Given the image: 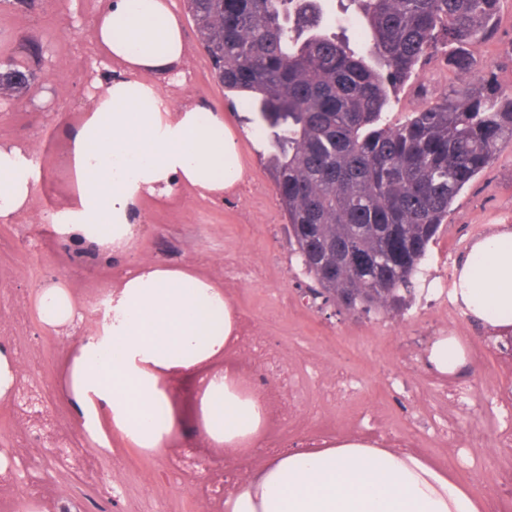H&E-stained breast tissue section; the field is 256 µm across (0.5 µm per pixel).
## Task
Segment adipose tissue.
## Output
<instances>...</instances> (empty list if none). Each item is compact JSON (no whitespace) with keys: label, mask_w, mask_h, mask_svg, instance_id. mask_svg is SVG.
I'll return each mask as SVG.
<instances>
[{"label":"adipose tissue","mask_w":512,"mask_h":512,"mask_svg":"<svg viewBox=\"0 0 512 512\" xmlns=\"http://www.w3.org/2000/svg\"><path fill=\"white\" fill-rule=\"evenodd\" d=\"M92 37L105 64L124 73L98 84L83 121L67 134L75 182L71 203L47 215L56 234L131 247L142 200L176 199L190 188L223 197L244 179L236 135L224 115L190 97L175 100L187 59L173 0H101ZM41 168L27 145L0 143V222L27 210ZM109 307L73 357L67 388L83 426L103 417L134 447L155 451L176 434L157 419L170 374L221 359L235 309L214 278L142 262L109 284ZM455 299L472 319L512 328V229L476 239L457 269ZM37 316L56 333L83 322L81 303L60 281L35 294ZM201 429L228 454L259 445L264 403L226 374L203 381ZM224 512H479L469 489L419 455L347 440L328 448L281 449L238 480Z\"/></svg>","instance_id":"obj_1"}]
</instances>
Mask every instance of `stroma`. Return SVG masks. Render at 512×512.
Masks as SVG:
<instances>
[{
    "label": "stroma",
    "instance_id": "1",
    "mask_svg": "<svg viewBox=\"0 0 512 512\" xmlns=\"http://www.w3.org/2000/svg\"><path fill=\"white\" fill-rule=\"evenodd\" d=\"M100 0H35L20 7L5 0L0 5V59L18 56L26 38L38 40L41 54L37 80L28 95L0 100V143L33 146L43 179L29 209L8 224L0 223V341H5L25 365L21 372L39 379L47 402L62 424L83 439L96 466L111 470L125 489L112 512H204L193 489L169 476L176 447L149 452L104 431L92 435L79 422L55 378L61 363L82 339L63 338L41 325L32 306L34 292L47 282L64 279L84 305L86 326L99 317L96 293L120 270L136 263L189 266L201 274L223 278V254L261 271L243 285L234 302L243 312L267 325L273 338L308 380L307 411L347 421L349 407L326 403V370L340 369L351 377L371 405H383V425L393 433L414 432L424 444L422 457L442 463L449 477L466 483L484 501L503 499L512 512V494L500 486L497 474L512 465V443L485 440L483 448L469 446L467 438L488 420L512 422V407H496L497 393L512 389V375H502L496 353L482 362H469L465 371L471 395L457 410L444 404L442 387L425 362L412 370L401 365L410 343L427 331L459 337L470 348L485 341L489 331L469 322L464 314L425 311L422 296L399 313L348 312L322 304L303 308L299 297L309 281L290 251L285 219L274 184L265 166L267 142L257 130L264 122L259 112L242 102H229L213 78L192 22H185L188 45L187 81L183 95L205 100L221 110L225 123L238 134L245 177L235 191L214 203L187 190L170 204L145 199L141 232L130 252H99L94 244L64 243L46 222L47 213L61 207L73 194L71 172L65 164L69 129L83 119L102 70L99 52L81 54L80 39L89 34ZM471 72L449 66L437 55L420 67L411 86L399 95L395 118L414 111L424 100L463 90L480 73L501 92L512 93V0H502L497 28L485 42L470 49ZM512 226V148L506 149L463 190L437 242L424 262L427 273H439L442 263L456 264L482 228ZM192 377L169 379V410L179 422L178 445L205 446L193 409ZM27 456L52 483L53 496L38 503L37 512H54L57 501L83 503L99 499L101 490L82 472L48 464L46 455L28 449Z\"/></svg>",
    "mask_w": 512,
    "mask_h": 512
}]
</instances>
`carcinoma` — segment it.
<instances>
[{
  "mask_svg": "<svg viewBox=\"0 0 512 512\" xmlns=\"http://www.w3.org/2000/svg\"><path fill=\"white\" fill-rule=\"evenodd\" d=\"M212 75L258 106L288 242L308 290L346 310L398 311L415 294L461 191L512 146V95L479 86L392 121L422 61L489 37L500 0H339L359 39L338 35L326 0H182ZM36 78L0 62V99Z\"/></svg>",
  "mask_w": 512,
  "mask_h": 512,
  "instance_id": "1",
  "label": "carcinoma"
}]
</instances>
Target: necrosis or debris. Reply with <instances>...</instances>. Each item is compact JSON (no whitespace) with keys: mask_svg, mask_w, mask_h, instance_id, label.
<instances>
[{"mask_svg":"<svg viewBox=\"0 0 512 512\" xmlns=\"http://www.w3.org/2000/svg\"><path fill=\"white\" fill-rule=\"evenodd\" d=\"M224 364L239 380L249 382L263 395L265 404L264 446L275 451L285 444L290 430L306 433L310 445L322 447L333 427L311 422L302 411L303 385L284 351L255 318H237L235 334L224 351ZM15 412L24 425L23 447L56 452L62 462L75 469L86 468L88 459L77 439L64 433L44 402V392L31 379L18 380L13 393ZM259 462L258 457L230 459L228 465H214L202 494L208 512H221L224 496L234 475L245 473Z\"/></svg>","mask_w":512,"mask_h":512,"instance_id":"obj_1","label":"necrosis or debris"}]
</instances>
